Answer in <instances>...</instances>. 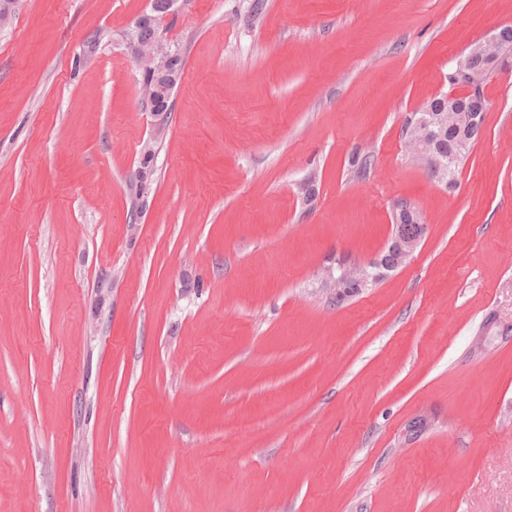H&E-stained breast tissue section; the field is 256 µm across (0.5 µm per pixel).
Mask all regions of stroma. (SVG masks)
I'll return each mask as SVG.
<instances>
[{"label":"stroma","mask_w":512,"mask_h":512,"mask_svg":"<svg viewBox=\"0 0 512 512\" xmlns=\"http://www.w3.org/2000/svg\"><path fill=\"white\" fill-rule=\"evenodd\" d=\"M250 5L167 17L159 135L149 0L0 29V512H512V71L456 186L403 134L512 0ZM401 201L413 257L337 301ZM153 19L151 14L141 15L126 33V40L133 47L138 68L142 71L139 85L148 80L145 73L151 76L138 90L142 101L150 107V113L154 117V130L158 133L164 125V110L180 73L174 64L175 53L171 51L163 31L152 41L140 40L141 29Z\"/></svg>","instance_id":"obj_1"}]
</instances>
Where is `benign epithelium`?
Instances as JSON below:
<instances>
[{
    "label": "benign epithelium",
    "mask_w": 512,
    "mask_h": 512,
    "mask_svg": "<svg viewBox=\"0 0 512 512\" xmlns=\"http://www.w3.org/2000/svg\"><path fill=\"white\" fill-rule=\"evenodd\" d=\"M153 20V16L145 13L141 15L126 33V40L133 47L138 68L150 75V80L139 87V95L150 107L154 117V130L160 131L165 121V108L171 98L172 91L180 77L174 64L175 53L171 51L170 44L164 34H159L152 41L140 40L141 29ZM505 38L502 33L496 32L490 36L479 38L469 44L468 54L456 58L453 72V81L457 86H469L476 73L470 69V58L477 57L484 61L490 69L503 68L509 65L502 56V43ZM460 96L447 93L442 96V107L437 108L424 104L421 113L410 121L412 128L411 148L416 159L426 167L433 169L435 181L448 184V160L439 157L434 150V140L431 128H444L448 123V116L455 117L453 124H482L483 114L472 112L459 103ZM421 242V236H413L399 240V248L393 259V264L387 265L376 260L368 265H356L345 270L343 278H328L326 286L336 294L343 293L344 285L362 287L368 280H379L386 270H395L404 265L414 254Z\"/></svg>",
    "instance_id": "1"
}]
</instances>
